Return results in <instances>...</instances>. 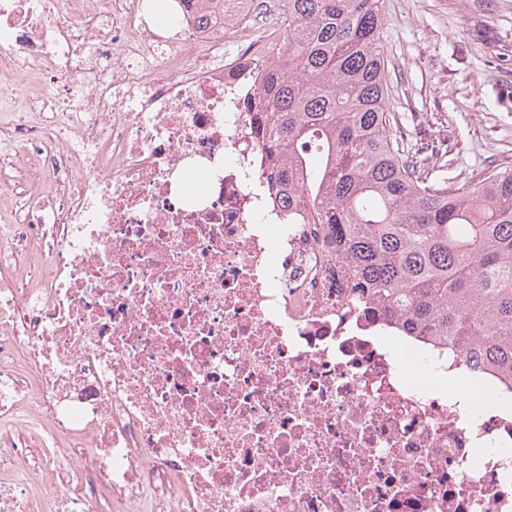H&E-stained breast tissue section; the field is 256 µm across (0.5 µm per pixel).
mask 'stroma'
<instances>
[{
    "instance_id": "35a3bbf8",
    "label": "stroma",
    "mask_w": 512,
    "mask_h": 512,
    "mask_svg": "<svg viewBox=\"0 0 512 512\" xmlns=\"http://www.w3.org/2000/svg\"><path fill=\"white\" fill-rule=\"evenodd\" d=\"M391 109L449 183L512 170V0H380Z\"/></svg>"
}]
</instances>
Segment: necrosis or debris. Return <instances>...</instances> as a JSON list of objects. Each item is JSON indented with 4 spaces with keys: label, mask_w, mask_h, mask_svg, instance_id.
<instances>
[{
    "label": "necrosis or debris",
    "mask_w": 512,
    "mask_h": 512,
    "mask_svg": "<svg viewBox=\"0 0 512 512\" xmlns=\"http://www.w3.org/2000/svg\"><path fill=\"white\" fill-rule=\"evenodd\" d=\"M0 0V512H512V392L354 304L266 191L257 10ZM83 448L74 488L60 444Z\"/></svg>",
    "instance_id": "1"
}]
</instances>
